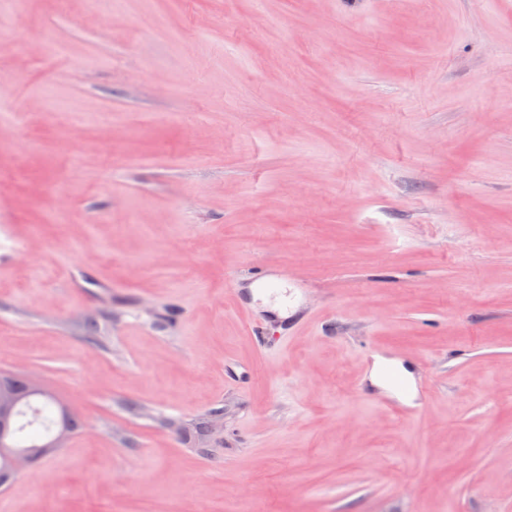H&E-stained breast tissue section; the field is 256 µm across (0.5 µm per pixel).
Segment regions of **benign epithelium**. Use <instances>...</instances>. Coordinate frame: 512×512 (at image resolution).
<instances>
[{"label":"benign epithelium","mask_w":512,"mask_h":512,"mask_svg":"<svg viewBox=\"0 0 512 512\" xmlns=\"http://www.w3.org/2000/svg\"><path fill=\"white\" fill-rule=\"evenodd\" d=\"M21 405V399L9 386L4 377H0V477L7 480L20 470L34 462V454L55 453L69 441L70 435L62 423L45 437L39 447L20 450L13 447L11 424Z\"/></svg>","instance_id":"obj_1"}]
</instances>
